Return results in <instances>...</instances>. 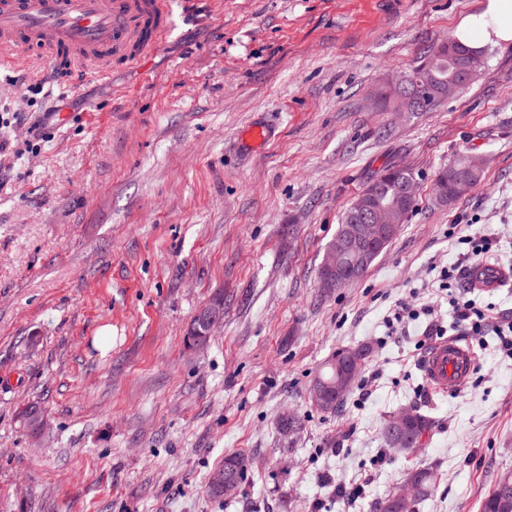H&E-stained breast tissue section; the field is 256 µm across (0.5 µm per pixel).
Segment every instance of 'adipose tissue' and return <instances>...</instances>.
Listing matches in <instances>:
<instances>
[{"label": "adipose tissue", "mask_w": 512, "mask_h": 512, "mask_svg": "<svg viewBox=\"0 0 512 512\" xmlns=\"http://www.w3.org/2000/svg\"><path fill=\"white\" fill-rule=\"evenodd\" d=\"M453 38L479 52L487 45L512 41V0H487L483 10L463 18Z\"/></svg>", "instance_id": "1"}]
</instances>
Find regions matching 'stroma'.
<instances>
[{
  "mask_svg": "<svg viewBox=\"0 0 512 512\" xmlns=\"http://www.w3.org/2000/svg\"><path fill=\"white\" fill-rule=\"evenodd\" d=\"M484 3L169 0L141 62L53 83L0 70V114L21 118L0 124V512H373L416 467L434 494L414 512H480L512 473V358L494 330L465 335L470 379L439 392L418 342L430 319L453 326V226L491 235L486 262L512 271V43L431 111L378 93ZM468 154L480 185L439 204L434 174ZM391 166L419 172L415 211L360 280L323 293L343 213ZM219 292L222 323L188 348ZM402 301L435 315L392 337ZM357 347L365 389L320 411L319 368ZM411 407L434 426L397 456L382 428ZM230 453L252 468L212 499Z\"/></svg>",
  "mask_w": 512,
  "mask_h": 512,
  "instance_id": "stroma-1",
  "label": "stroma"
}]
</instances>
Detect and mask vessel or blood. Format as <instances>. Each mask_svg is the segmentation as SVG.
Here are the masks:
<instances>
[{
    "label": "vessel or blood",
    "instance_id": "1",
    "mask_svg": "<svg viewBox=\"0 0 512 512\" xmlns=\"http://www.w3.org/2000/svg\"><path fill=\"white\" fill-rule=\"evenodd\" d=\"M168 24V0H0V67L38 54L102 76L157 49ZM507 277L486 263L470 271L480 288L500 287ZM474 366L470 348L454 338L433 343L423 359L427 381L443 392L461 390Z\"/></svg>",
    "mask_w": 512,
    "mask_h": 512
}]
</instances>
